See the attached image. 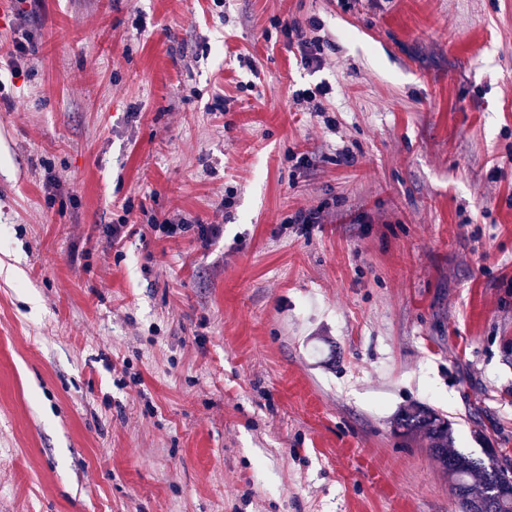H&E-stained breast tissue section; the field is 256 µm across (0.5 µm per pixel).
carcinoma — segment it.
<instances>
[{
  "instance_id": "carcinoma-1",
  "label": "carcinoma",
  "mask_w": 512,
  "mask_h": 512,
  "mask_svg": "<svg viewBox=\"0 0 512 512\" xmlns=\"http://www.w3.org/2000/svg\"><path fill=\"white\" fill-rule=\"evenodd\" d=\"M395 429L427 440L431 456L448 476L459 512H512V480L502 478L503 466L493 450H484L482 458L458 451L451 423L427 406L402 410Z\"/></svg>"
}]
</instances>
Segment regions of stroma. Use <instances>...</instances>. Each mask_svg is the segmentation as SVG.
<instances>
[{
  "label": "stroma",
  "instance_id": "35a3bbf8",
  "mask_svg": "<svg viewBox=\"0 0 512 512\" xmlns=\"http://www.w3.org/2000/svg\"><path fill=\"white\" fill-rule=\"evenodd\" d=\"M17 39L0 512H448L413 405L512 466V0H0ZM329 89L326 86H318L316 91H312L310 89H299L293 93V100L297 104L306 103L307 105L312 106V111L317 113V116L322 117L324 120V124L332 129L334 125V121L329 117H325L323 114L326 113L325 108L322 106L321 101H317V94L319 96H326L328 94Z\"/></svg>",
  "mask_w": 512,
  "mask_h": 512
}]
</instances>
